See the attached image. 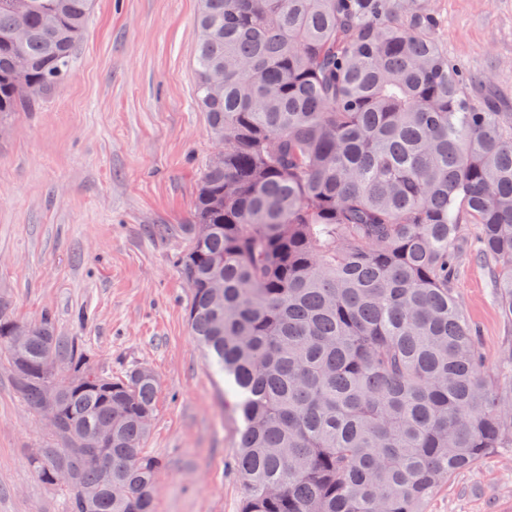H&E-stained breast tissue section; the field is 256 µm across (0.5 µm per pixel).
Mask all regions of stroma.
<instances>
[{
  "label": "stroma",
  "mask_w": 512,
  "mask_h": 512,
  "mask_svg": "<svg viewBox=\"0 0 512 512\" xmlns=\"http://www.w3.org/2000/svg\"><path fill=\"white\" fill-rule=\"evenodd\" d=\"M201 0H95L67 77L35 110L0 117V301L20 321L50 315L98 369L152 368L158 410L145 443L162 457L157 512H241L237 425L224 381L190 334L177 268L215 144L196 104ZM436 37L512 113V0H432ZM465 241L454 294L500 376L512 328L490 267ZM49 438L0 363V512H63L29 466ZM423 512H512V448L454 474Z\"/></svg>",
  "instance_id": "1"
}]
</instances>
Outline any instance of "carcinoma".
<instances>
[{
    "label": "carcinoma",
    "instance_id": "cac0c4a2",
    "mask_svg": "<svg viewBox=\"0 0 512 512\" xmlns=\"http://www.w3.org/2000/svg\"><path fill=\"white\" fill-rule=\"evenodd\" d=\"M93 8L0 0V115L67 76ZM436 27L425 0H202L196 102L224 157L201 175L179 267L190 330L241 421L242 512H421L453 473L512 448V380L485 376L452 290L469 225L512 323V113L463 92ZM15 322L0 304V360L36 413L47 359L74 378L31 458L49 486L59 465L75 473L64 512H156L154 371L101 374L47 314L17 351ZM109 421L103 467L82 443Z\"/></svg>",
    "mask_w": 512,
    "mask_h": 512
}]
</instances>
